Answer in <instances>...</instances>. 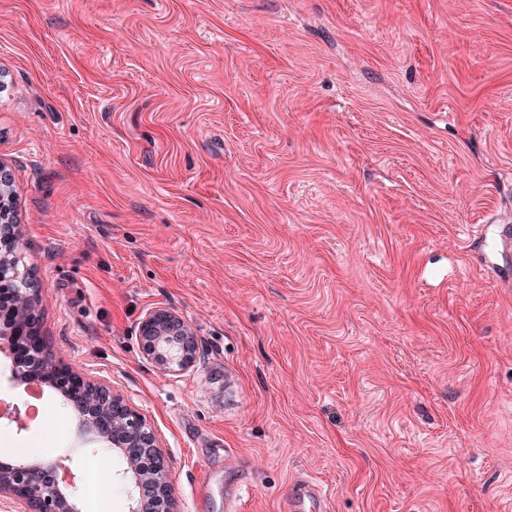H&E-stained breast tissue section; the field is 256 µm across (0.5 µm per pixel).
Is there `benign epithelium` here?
I'll list each match as a JSON object with an SVG mask.
<instances>
[{
	"mask_svg": "<svg viewBox=\"0 0 512 512\" xmlns=\"http://www.w3.org/2000/svg\"><path fill=\"white\" fill-rule=\"evenodd\" d=\"M13 190L0 165V221L9 222ZM21 242L15 234L0 249V283L9 284L14 301L0 308V338L8 353L27 346L25 360L13 364L11 378L18 383L40 380L50 387L73 414L78 428L112 453L123 455L126 476L134 494L130 512H180L169 466L151 424L112 386L78 373L56 361L46 337L40 335L34 312L36 294L29 271L21 267ZM139 337L146 355L166 372L194 366L198 342L192 327L166 308L150 309L140 322ZM58 462H34L0 468V498L13 512H78L75 480L60 479Z\"/></svg>",
	"mask_w": 512,
	"mask_h": 512,
	"instance_id": "obj_1",
	"label": "benign epithelium"
}]
</instances>
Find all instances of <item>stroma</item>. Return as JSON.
Instances as JSON below:
<instances>
[{"mask_svg": "<svg viewBox=\"0 0 512 512\" xmlns=\"http://www.w3.org/2000/svg\"><path fill=\"white\" fill-rule=\"evenodd\" d=\"M0 165L56 358L181 512H512V0H0ZM198 338L164 374L139 324ZM17 448L129 512L46 394ZM139 337L146 355L166 372L193 367L198 342L192 327L166 308L150 309L140 322ZM325 498L326 492H322L312 481L297 479L291 486L286 511L324 512L326 508H322V503Z\"/></svg>", "mask_w": 512, "mask_h": 512, "instance_id": "stroma-1", "label": "stroma"}]
</instances>
